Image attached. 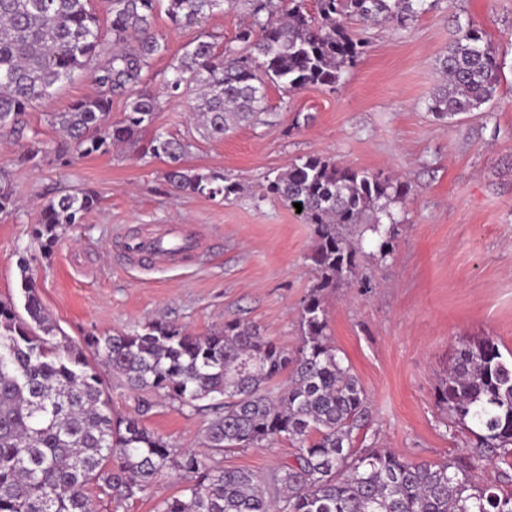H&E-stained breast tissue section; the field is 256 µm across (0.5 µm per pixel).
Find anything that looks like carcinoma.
Masks as SVG:
<instances>
[{
    "instance_id": "obj_1",
    "label": "carcinoma",
    "mask_w": 512,
    "mask_h": 512,
    "mask_svg": "<svg viewBox=\"0 0 512 512\" xmlns=\"http://www.w3.org/2000/svg\"><path fill=\"white\" fill-rule=\"evenodd\" d=\"M425 0H0V135L24 137L27 107L80 71L90 72L94 95L65 112L48 114L79 155L105 154L132 144L151 127L163 101L184 99L199 127L222 138L266 111V86L291 94L308 86L334 92L367 43L348 26L389 21L406 29ZM243 4L251 21L215 51L214 35L182 47L165 95L153 92V61L168 51L153 26L159 10L179 27H199L216 11ZM502 64L486 33L469 22L439 59L443 83L427 102L438 119L481 110L497 95ZM126 95L112 119V94ZM34 130L20 163L33 168L52 150ZM194 143L154 134L147 153L166 165L176 194L225 199L244 191L214 169L192 166ZM407 192L397 179L345 166L321 155L297 159L261 188V199L302 205L314 227L309 260L316 282L302 300L301 344L293 352L240 319L206 335L153 321L139 329L89 337L62 347L43 307L30 262L18 268L24 312L0 300V512H94L87 486L121 503L147 491L165 473L192 483L159 512H512V490L479 481L489 462L512 466V361L491 336L461 343L438 388L447 427L474 437L465 456L440 462L408 460L391 450H355L353 433L368 419V395L327 333L325 295L344 287L360 257L356 227L379 235L381 255L392 239L381 217ZM99 200L79 189L43 204L31 236L49 252L66 226L81 223ZM15 204L9 175L0 170V213ZM102 364L132 391L168 398L178 409L216 401L219 415L203 449L176 450L137 416L112 414ZM287 376L282 388L273 381ZM285 439L293 459L265 481L242 468L219 465L228 449Z\"/></svg>"
}]
</instances>
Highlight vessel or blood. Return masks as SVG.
<instances>
[{
    "mask_svg": "<svg viewBox=\"0 0 512 512\" xmlns=\"http://www.w3.org/2000/svg\"><path fill=\"white\" fill-rule=\"evenodd\" d=\"M200 247L194 228L188 224L146 226L141 234L124 242L126 254L135 263H156L163 259L188 260Z\"/></svg>",
    "mask_w": 512,
    "mask_h": 512,
    "instance_id": "1",
    "label": "vessel or blood"
}]
</instances>
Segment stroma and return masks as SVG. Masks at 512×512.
Here are the masks:
<instances>
[{"label":"stroma","mask_w":512,"mask_h":512,"mask_svg":"<svg viewBox=\"0 0 512 512\" xmlns=\"http://www.w3.org/2000/svg\"><path fill=\"white\" fill-rule=\"evenodd\" d=\"M247 18L242 10L215 13L203 28L175 29L158 14L168 70L174 55L197 38L230 41ZM479 25L499 51L503 68L492 107L439 120L426 102L439 84L437 61L466 23ZM350 29L369 41L337 91L310 86L284 95L267 87L261 123L242 124L210 140L191 126L183 104L164 105L155 130L194 139L191 163L223 171L244 186L227 200L174 194L165 166L135 149L76 157L46 115L96 91L90 77L61 85L23 117L62 160L37 168L19 164L26 140L0 136V168L8 171L16 210L0 214V299L21 300L20 258L31 262L39 297L66 341L174 322L195 334L238 318L257 325L282 347L301 342L300 303L315 282L307 256L314 232L277 201H258L266 176L316 154L408 185L389 206L394 251L381 256L377 236L363 234L358 275L326 299L328 333L369 396V417L354 434L358 448H389L414 461L437 462L465 453L463 430L445 427L438 384L463 339L494 337L512 354V0H439L409 28L395 24ZM312 114L298 127L300 114ZM91 188L98 206L63 230L50 254L30 235L42 205L63 190ZM192 224L202 252L188 262L132 264L124 237L146 225ZM102 378L119 415H142L145 426L182 447L198 442L217 412L211 400L193 410L150 393L130 392L111 373ZM290 441L232 449L218 461L269 477L291 460ZM185 480L165 474L139 498L116 503L88 485L95 512H158Z\"/></svg>","instance_id":"1"}]
</instances>
